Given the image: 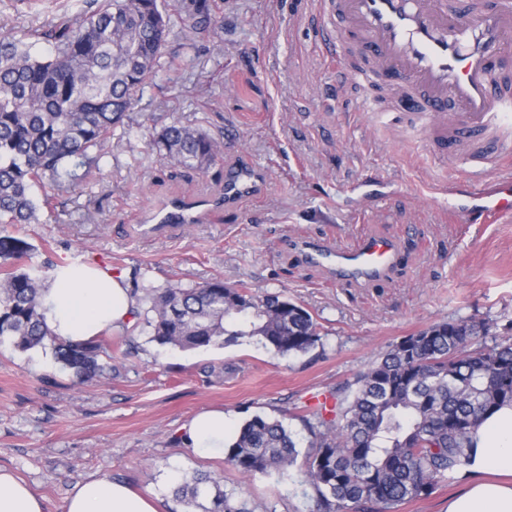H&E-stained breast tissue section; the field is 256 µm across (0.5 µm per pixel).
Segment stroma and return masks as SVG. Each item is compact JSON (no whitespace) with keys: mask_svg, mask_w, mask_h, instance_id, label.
<instances>
[{"mask_svg":"<svg viewBox=\"0 0 512 512\" xmlns=\"http://www.w3.org/2000/svg\"><path fill=\"white\" fill-rule=\"evenodd\" d=\"M76 0H0V30L56 22ZM223 27L199 38L174 30L166 56L187 59L174 82L146 86L87 183L35 224L0 232L30 243L23 267L49 278L56 264L88 262L136 289L131 326L104 332L111 367L85 380L51 347L0 341V469L12 471L63 512L75 484L109 478L156 496L158 512H204L175 495L185 479L244 489L253 504L311 512L295 473L243 477L224 458H202L184 424L224 413L228 431L256 415L283 422L299 449L311 398L335 393L401 337L451 320L512 322V220L456 224L448 186L468 182L461 153L428 145L425 130L367 112L342 86L316 37L315 0H215ZM179 122L207 132L220 153L206 170L172 165L150 142ZM260 168L252 197L224 206V172ZM196 204L192 224L153 229L154 211ZM373 236L403 258L377 282H344L313 263L308 247L351 249ZM252 294L278 293L307 309L320 339L282 355L257 338L183 350L162 346L148 325L151 297L213 278Z\"/></svg>","mask_w":512,"mask_h":512,"instance_id":"1","label":"stroma"}]
</instances>
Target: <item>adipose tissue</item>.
<instances>
[{
    "label": "adipose tissue",
    "mask_w": 512,
    "mask_h": 512,
    "mask_svg": "<svg viewBox=\"0 0 512 512\" xmlns=\"http://www.w3.org/2000/svg\"><path fill=\"white\" fill-rule=\"evenodd\" d=\"M45 320L58 337L86 341L109 328L130 324L135 307L120 279L88 263L55 266L41 291ZM197 454L224 453V413L203 411L185 426ZM473 449L462 477L464 487L450 496L447 512H512V405L486 417L472 437ZM42 498L11 472L0 469V512H45ZM64 512H157L151 496L108 479L76 484Z\"/></svg>",
    "instance_id": "ef3b65f1"
}]
</instances>
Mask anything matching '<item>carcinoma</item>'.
<instances>
[{
    "instance_id": "carcinoma-1",
    "label": "carcinoma",
    "mask_w": 512,
    "mask_h": 512,
    "mask_svg": "<svg viewBox=\"0 0 512 512\" xmlns=\"http://www.w3.org/2000/svg\"><path fill=\"white\" fill-rule=\"evenodd\" d=\"M218 24L211 0H82L49 26L20 35L0 32V224H36L56 209L107 157V144L158 72L177 26L207 35ZM45 53L37 52L39 45ZM153 147L170 162L202 169L217 143L200 129L163 127ZM42 190L41 200L32 190ZM27 242L0 236V259L19 261ZM40 279L0 269V339L22 350L51 344L58 361L93 377L107 354L97 339L67 342L41 313ZM153 339L182 349L258 338L282 355L305 354L319 341L310 313L280 294L262 297L221 279L196 288L170 286L152 297ZM505 335L485 321L433 324L402 337L354 383L336 389L329 417L304 419L310 441L297 484L312 489L315 512H383L429 495L469 462L472 434L483 417L512 404V322ZM293 434L279 420L256 415L229 445L226 462L245 476L284 474L297 463ZM203 479L176 495L195 504ZM205 512H256L242 492L218 490Z\"/></svg>"
}]
</instances>
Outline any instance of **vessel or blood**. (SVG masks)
<instances>
[{"instance_id":"vessel-or-blood-1","label":"vessel or blood","mask_w":512,"mask_h":512,"mask_svg":"<svg viewBox=\"0 0 512 512\" xmlns=\"http://www.w3.org/2000/svg\"><path fill=\"white\" fill-rule=\"evenodd\" d=\"M319 33L344 81L371 112L388 109L426 120L432 140L455 149L469 142L479 165L455 204L466 224H494L512 216V174L485 181L490 158L512 153V0H474L467 12L448 0H322ZM395 96L380 106L376 89ZM256 174L231 172L224 199L249 194ZM311 260L335 266L348 279H380L399 258L389 241L368 238L346 252L317 251Z\"/></svg>"}]
</instances>
